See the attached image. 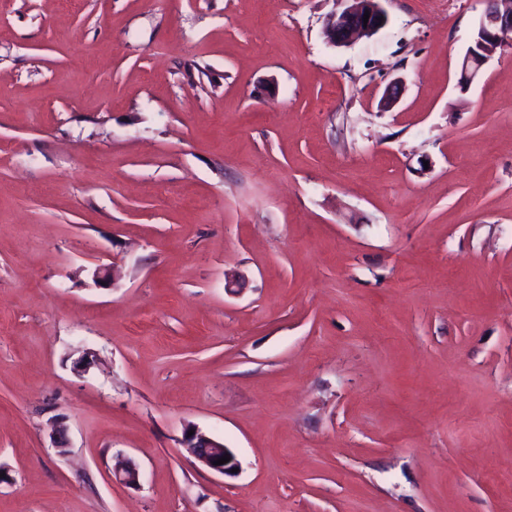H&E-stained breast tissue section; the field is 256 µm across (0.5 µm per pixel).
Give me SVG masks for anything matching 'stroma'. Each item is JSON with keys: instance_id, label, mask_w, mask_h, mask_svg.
<instances>
[{"instance_id": "stroma-1", "label": "stroma", "mask_w": 512, "mask_h": 512, "mask_svg": "<svg viewBox=\"0 0 512 512\" xmlns=\"http://www.w3.org/2000/svg\"><path fill=\"white\" fill-rule=\"evenodd\" d=\"M383 7L0 0V512H512V49ZM383 0H335L339 10L332 11L325 20L326 41L339 47L349 46L359 37H371L388 22V16L381 6ZM369 11L367 26L364 13ZM190 430H193V434L188 436ZM184 444L191 454L212 472L223 476L236 475L237 472H232V469H239V461L233 450L226 447L223 442L196 429H187ZM224 455H229L230 461L222 465H215V462Z\"/></svg>"}]
</instances>
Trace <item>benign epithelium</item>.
<instances>
[{
    "label": "benign epithelium",
    "mask_w": 512,
    "mask_h": 512,
    "mask_svg": "<svg viewBox=\"0 0 512 512\" xmlns=\"http://www.w3.org/2000/svg\"><path fill=\"white\" fill-rule=\"evenodd\" d=\"M340 9L332 11L325 20L326 41L339 47H346L359 37H371L388 22V16L381 6V0H335ZM508 0H488V6L480 21L473 45L466 52L461 64V79L468 83L499 50L512 47V6L498 7ZM369 19H363L364 13ZM184 444L191 454L214 473L232 476V469L239 467V461L232 449L198 430L184 437ZM230 461L218 465L223 456ZM119 481L127 486L139 485L140 474L136 465L127 460L118 471Z\"/></svg>",
    "instance_id": "benign-epithelium-1"
}]
</instances>
